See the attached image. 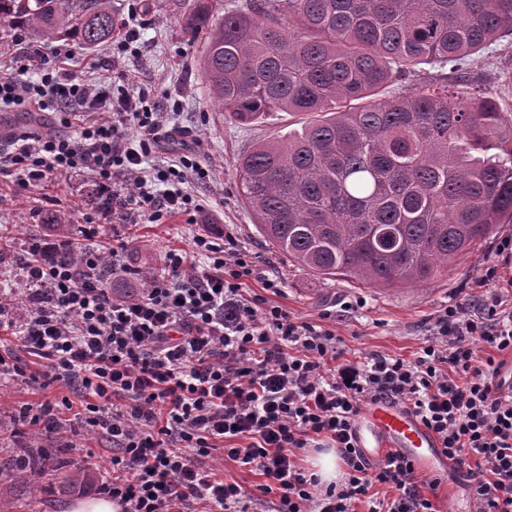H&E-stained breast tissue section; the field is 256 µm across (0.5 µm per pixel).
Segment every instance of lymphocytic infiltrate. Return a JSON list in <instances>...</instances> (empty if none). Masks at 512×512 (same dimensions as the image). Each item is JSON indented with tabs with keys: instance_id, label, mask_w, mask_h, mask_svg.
I'll return each instance as SVG.
<instances>
[{
	"instance_id": "obj_1",
	"label": "lymphocytic infiltrate",
	"mask_w": 512,
	"mask_h": 512,
	"mask_svg": "<svg viewBox=\"0 0 512 512\" xmlns=\"http://www.w3.org/2000/svg\"><path fill=\"white\" fill-rule=\"evenodd\" d=\"M124 87L109 74L75 77L65 62L39 81L0 78V109L50 110L62 129L16 135L0 155V173L25 189L87 176L113 223L139 218L196 223L208 205L185 183L208 177L189 156L158 165V148L177 135L166 112L134 93L135 71L123 57ZM127 240L107 246L86 233L32 240L17 286L0 283V332L45 359L53 380L76 386L83 403L72 416L44 402L29 426L60 438L73 422L112 445L101 494L121 512H438L440 478L422 477L412 460L388 453L370 462L353 423L367 405L391 402L433 432L440 454L461 469L473 512H512V294L495 288L476 309L460 304L428 320L429 338L407 360L372 353L348 358L335 330L295 317L263 296H245L256 277L232 231L223 242L200 235L169 250L149 288L115 294L127 273ZM78 252L79 262L51 253ZM205 266H197V257ZM334 448L341 481L322 485L301 456L316 441ZM223 450L264 482L250 493L203 468Z\"/></svg>"
}]
</instances>
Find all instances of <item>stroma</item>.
Masks as SVG:
<instances>
[{
	"label": "stroma",
	"instance_id": "35a3bbf8",
	"mask_svg": "<svg viewBox=\"0 0 512 512\" xmlns=\"http://www.w3.org/2000/svg\"><path fill=\"white\" fill-rule=\"evenodd\" d=\"M191 2L111 0V6L116 18H125L133 10L142 22L137 43L139 56L134 61L139 71V89L158 94L164 110L172 114V124L198 137L193 148L211 169L209 179L190 186L191 192L210 206L201 223L190 224L185 217L175 216L165 224L112 226L102 222L98 203L90 196L82 177L61 180L47 190L22 192L11 177L0 175V225H7L14 232L11 251L0 258V271L18 270L31 238L53 239L56 215L65 213L73 204L82 207L87 220L95 222L100 241L111 240L116 233L132 237L124 261L134 271L161 264L171 245H189L209 223L213 226L212 237L223 238L225 229H232L249 261L267 275L281 277L282 292L274 301L292 315L317 322L335 303L354 301L353 309L337 313L332 322L348 353L364 357L377 351L408 360L413 359L426 339L430 315L456 303L474 307L483 297L489 289L481 280L486 268L494 266L502 277L512 276V259H505L500 251L502 243L512 239V223L495 225L486 238L457 258L447 273L414 287L376 288L342 278L320 280L261 238L237 198L235 162L255 143L287 134L297 119L273 112L258 122L240 125L214 111L200 77L203 41L189 39L184 30ZM23 34V43L14 44L11 19L0 18V44L10 49L9 55L0 57V77L21 76L33 45L41 47L50 58L59 48L70 49L81 78L89 76V63L103 67L110 63L108 45L87 49L78 40L48 39L28 27ZM67 394L62 384L45 378L25 389L9 381L0 383V512H65L66 505L77 499L64 487L66 473L85 468L99 479L109 470V442L81 429L73 437L74 448L64 454V467L46 469L41 492L33 496L15 485L13 475L20 460L49 457L56 449L50 436L33 434L21 415L22 405L58 402Z\"/></svg>",
	"mask_w": 512,
	"mask_h": 512
}]
</instances>
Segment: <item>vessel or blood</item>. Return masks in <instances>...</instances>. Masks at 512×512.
I'll return each instance as SVG.
<instances>
[{"label": "vessel or blood", "mask_w": 512, "mask_h": 512, "mask_svg": "<svg viewBox=\"0 0 512 512\" xmlns=\"http://www.w3.org/2000/svg\"><path fill=\"white\" fill-rule=\"evenodd\" d=\"M354 435L359 447L373 451L374 459L398 449L408 455L416 467L430 472L439 461L438 441L415 416L390 403L365 407L354 421Z\"/></svg>", "instance_id": "vessel-or-blood-1"}]
</instances>
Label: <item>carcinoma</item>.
<instances>
[{"mask_svg":"<svg viewBox=\"0 0 512 512\" xmlns=\"http://www.w3.org/2000/svg\"><path fill=\"white\" fill-rule=\"evenodd\" d=\"M211 11L194 0L190 36ZM0 17L87 47L118 29L109 0H0ZM510 38L512 0H244L225 11L200 62L215 110L239 124L301 117L237 160L258 234L322 280L392 288L433 281L511 223L512 120L476 77L480 53ZM493 79L512 94V63ZM48 465L32 458L16 478L37 492Z\"/></svg>","mask_w":512,"mask_h":512,"instance_id":"obj_1","label":"carcinoma"}]
</instances>
